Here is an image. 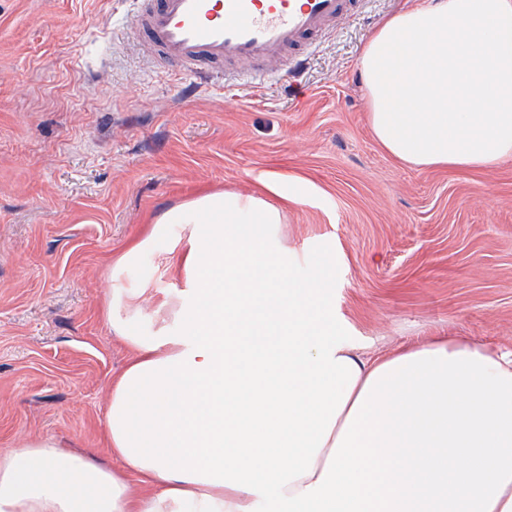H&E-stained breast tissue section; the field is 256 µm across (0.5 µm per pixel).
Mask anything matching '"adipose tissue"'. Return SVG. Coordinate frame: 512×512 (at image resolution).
Instances as JSON below:
<instances>
[{"label": "adipose tissue", "mask_w": 512, "mask_h": 512, "mask_svg": "<svg viewBox=\"0 0 512 512\" xmlns=\"http://www.w3.org/2000/svg\"><path fill=\"white\" fill-rule=\"evenodd\" d=\"M358 71L379 145L413 166L512 157V0H418L386 18ZM280 210L204 193L167 210L184 286L179 336L105 313L134 357L112 383L122 471L49 439L0 451V512H512V352L448 337L376 359L337 340L331 265L297 279L275 249ZM152 491L133 499L128 474Z\"/></svg>", "instance_id": "obj_1"}]
</instances>
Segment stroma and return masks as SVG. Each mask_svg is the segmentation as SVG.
<instances>
[{"label": "stroma", "mask_w": 512, "mask_h": 512, "mask_svg": "<svg viewBox=\"0 0 512 512\" xmlns=\"http://www.w3.org/2000/svg\"><path fill=\"white\" fill-rule=\"evenodd\" d=\"M408 0H365L299 76L190 90L120 30L131 0H0V450L35 439L113 469V380L130 350L103 312L141 288L152 334L183 286L168 225L119 279L111 266L199 194L285 197L284 256L326 252L336 335L373 357L460 336L512 349V158L412 167L368 124L357 61Z\"/></svg>", "instance_id": "35a3bbf8"}]
</instances>
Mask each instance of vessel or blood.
<instances>
[{"label": "vessel or blood", "instance_id": "1", "mask_svg": "<svg viewBox=\"0 0 512 512\" xmlns=\"http://www.w3.org/2000/svg\"><path fill=\"white\" fill-rule=\"evenodd\" d=\"M127 27L172 76L209 84L225 64L266 60L243 77L261 83L316 47L361 0H139Z\"/></svg>", "mask_w": 512, "mask_h": 512}]
</instances>
